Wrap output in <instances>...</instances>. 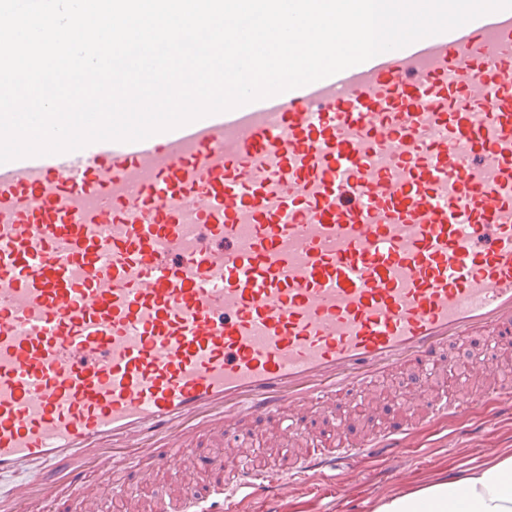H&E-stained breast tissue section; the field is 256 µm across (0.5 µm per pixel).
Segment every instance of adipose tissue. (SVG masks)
I'll list each match as a JSON object with an SVG mask.
<instances>
[{"instance_id":"ef3b65f1","label":"adipose tissue","mask_w":512,"mask_h":512,"mask_svg":"<svg viewBox=\"0 0 512 512\" xmlns=\"http://www.w3.org/2000/svg\"><path fill=\"white\" fill-rule=\"evenodd\" d=\"M464 498L451 495L447 483H436L416 492L383 500L376 512H419L428 502V512H512V456L486 462L464 478Z\"/></svg>"}]
</instances>
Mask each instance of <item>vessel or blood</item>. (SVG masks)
<instances>
[{
    "label": "vessel or blood",
    "mask_w": 512,
    "mask_h": 512,
    "mask_svg": "<svg viewBox=\"0 0 512 512\" xmlns=\"http://www.w3.org/2000/svg\"><path fill=\"white\" fill-rule=\"evenodd\" d=\"M480 353L445 401L448 349ZM512 346V9L140 142L0 164V512H98L149 461L193 467L159 512L274 498L412 423L347 441L380 379L437 414L495 387ZM343 441L289 469L203 440ZM309 420L313 421V425L310 428V436L306 444L307 451L313 448L318 450L336 448V431L330 423H327L326 415L310 410Z\"/></svg>",
    "instance_id": "b4317fda"
}]
</instances>
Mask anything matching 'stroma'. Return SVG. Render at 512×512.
<instances>
[{
    "label": "stroma",
    "instance_id": "obj_1",
    "mask_svg": "<svg viewBox=\"0 0 512 512\" xmlns=\"http://www.w3.org/2000/svg\"><path fill=\"white\" fill-rule=\"evenodd\" d=\"M416 425L399 456L374 459L355 457L340 476L325 474L296 485L287 498L274 501L263 490L230 504L227 512H375L385 498L447 481L449 473L469 471L494 456H512V415L492 399H484L453 418H438L425 407L410 410ZM170 473L141 481L130 469L124 491L103 492L105 512H115L123 492L144 496L146 503L160 501Z\"/></svg>",
    "mask_w": 512,
    "mask_h": 512
}]
</instances>
